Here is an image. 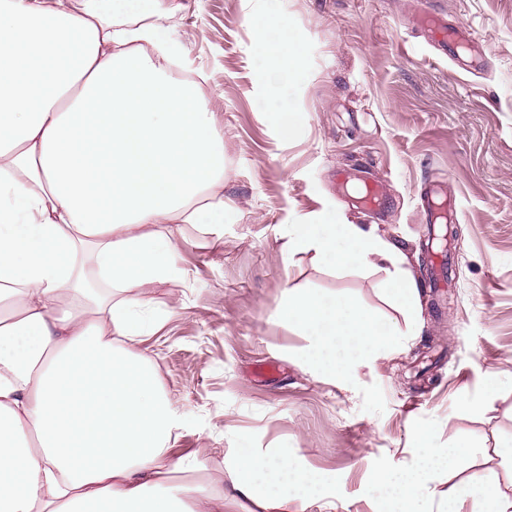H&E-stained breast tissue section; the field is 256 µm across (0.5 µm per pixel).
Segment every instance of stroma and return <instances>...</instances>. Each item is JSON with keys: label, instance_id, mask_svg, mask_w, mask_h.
<instances>
[{"label": "stroma", "instance_id": "stroma-1", "mask_svg": "<svg viewBox=\"0 0 512 512\" xmlns=\"http://www.w3.org/2000/svg\"><path fill=\"white\" fill-rule=\"evenodd\" d=\"M422 0H159L185 42L171 75L196 81L224 132L223 237L176 224L187 279L146 289L165 324L145 346L184 423L170 452L198 451L224 492V512H261L229 473L245 448L288 452L321 479L306 512H390L371 479L382 462L419 464L413 431L436 447L464 442L457 470L434 472L418 512H448L466 480L512 497V0H432L452 27L482 40L485 65L461 72L410 23ZM277 6L300 44L288 59L296 130L281 140L263 108L270 88L255 66L252 26ZM364 171L385 197L360 209L338 178ZM446 182L457 201L452 281L433 304L422 269L427 211L419 193ZM396 245L418 287L420 320L404 348L359 368L352 385L304 365L308 340L281 317L300 288L352 303L383 324L404 318L371 264L339 270L289 254L285 224L325 212ZM276 371L256 376L257 364ZM496 388L486 401L488 388Z\"/></svg>", "mask_w": 512, "mask_h": 512}]
</instances>
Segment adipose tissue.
Listing matches in <instances>:
<instances>
[{
    "label": "adipose tissue",
    "mask_w": 512,
    "mask_h": 512,
    "mask_svg": "<svg viewBox=\"0 0 512 512\" xmlns=\"http://www.w3.org/2000/svg\"><path fill=\"white\" fill-rule=\"evenodd\" d=\"M154 0H0V512H224L193 453L170 461L184 421L143 347L161 327L143 289L187 278L171 224L220 235L224 132L195 86L170 78L184 52ZM289 253L345 269L378 258L405 323L417 291L392 244L358 224H288ZM305 364L343 380L397 329L292 288L282 309ZM418 470L372 479L416 512L448 451L415 433ZM234 490L265 512H305L315 474L248 453Z\"/></svg>",
    "instance_id": "ef3b65f1"
}]
</instances>
